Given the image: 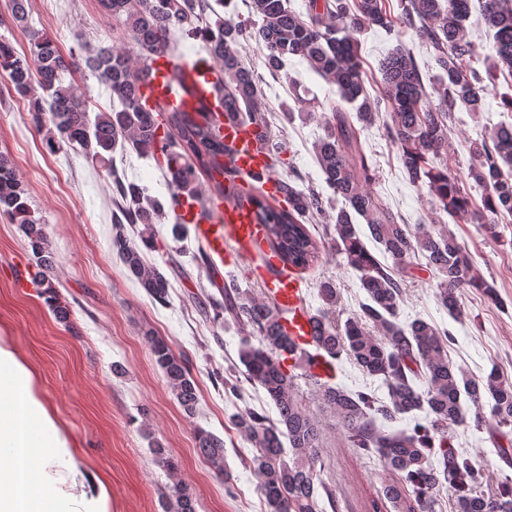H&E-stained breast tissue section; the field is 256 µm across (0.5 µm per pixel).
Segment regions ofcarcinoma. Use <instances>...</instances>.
I'll list each match as a JSON object with an SVG mask.
<instances>
[{
    "label": "carcinoma",
    "instance_id": "1",
    "mask_svg": "<svg viewBox=\"0 0 512 512\" xmlns=\"http://www.w3.org/2000/svg\"><path fill=\"white\" fill-rule=\"evenodd\" d=\"M116 22L112 44L85 54L82 45L64 57L55 41L31 26L29 0H10L15 26L30 36L29 52L21 54L0 37V74L28 98L32 122L51 151L76 149L87 160L113 171L114 153L131 148L150 157L163 170L169 185L166 202L152 197L135 181L114 179L116 233L112 246L128 275L155 302L166 304L170 283L163 273L145 265L141 247H154V225L167 211H176L180 197L199 202L215 196L247 203L266 226V241L284 266L303 273L326 251L344 256L359 273L366 302L355 316L336 319L338 288L331 279L318 285L323 307L315 311L317 348L331 359L347 356L366 376L380 381L387 397L351 391L323 382L300 355L293 369L283 366L288 338L279 330V311L254 297L235 280L216 284L220 298H210L214 318L231 320L250 336L239 360L246 382L263 390L277 411L269 420L246 409L231 419L235 429L254 447L252 469L271 512H324L319 493L336 508L333 492L319 478L323 462L322 421L308 411L299 395V380L315 386L323 410L332 414L341 439L359 458H376L387 478L368 512H443L440 492L448 490L454 512H512V480L486 495L477 489L478 473L470 459L451 447L450 430L467 421L461 394L477 404L492 399L491 418L478 414L474 426L506 438L512 429V379L497 368L486 377L468 378L448 358V331L417 318L397 322L402 286L425 259L437 279V298L453 315L461 313L459 293L481 288L497 299L494 287L471 275L470 259L450 230L422 226L414 231L372 190L376 167L366 154L362 132L373 126L385 109V136L397 148L405 179L426 191L432 207L451 216H464L494 232L498 220L512 217V125L494 127L468 145L467 172L457 176L448 167V131L458 107L482 111L490 87L499 79L512 85V0H478L482 19L493 32L492 54L484 70L476 44L466 31L472 0H304L296 10L290 0H244L247 16L225 19L209 0H100ZM379 28L397 38V45L380 60V81L372 95L363 77L358 34ZM206 42L217 68L215 102L200 100L171 111L139 95L142 73L149 60L167 51L174 32ZM412 31L433 55L440 69L425 84L413 51L400 41ZM250 39L263 50V63L275 77L285 60L299 57L310 69L336 85L339 101L325 117L324 134L314 144L323 182L344 206L330 216L334 234L317 240L307 221L327 210L321 190L301 187L293 176L279 178L280 193L269 194L258 176L244 189L220 176L234 175L224 162L229 155L216 130L217 113L232 115L262 127L270 154L268 175L275 173L282 147L274 142L261 93L253 72L238 56L241 41ZM85 68L112 90L118 106L89 119V100L80 87L66 80L72 69ZM41 89L44 95L36 93ZM482 191L481 201L471 191ZM0 212L20 225L40 271L43 296L57 320H69V308L57 298L50 278L55 257L41 219L28 203L25 183L8 155L0 153ZM364 219L370 238L383 247L393 266L382 264L361 240L354 216ZM142 225L140 243L131 241L123 225ZM156 364L177 401L188 415L196 412L197 383L184 359L166 340L147 336ZM425 383L419 389L416 381ZM422 412L425 422L413 429L386 431L382 418L395 422ZM198 453L213 471L229 480L224 469V440L201 430ZM290 452H285L283 440ZM165 512H196V496L184 484L166 498Z\"/></svg>",
    "mask_w": 512,
    "mask_h": 512
}]
</instances>
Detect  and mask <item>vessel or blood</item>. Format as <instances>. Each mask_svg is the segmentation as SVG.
Instances as JSON below:
<instances>
[{
  "label": "vessel or blood",
  "instance_id": "obj_1",
  "mask_svg": "<svg viewBox=\"0 0 512 512\" xmlns=\"http://www.w3.org/2000/svg\"><path fill=\"white\" fill-rule=\"evenodd\" d=\"M211 65L199 58L176 59L162 54L151 61L142 75L140 94L148 101L162 100L169 107L179 108L181 98L175 91L178 76H186L195 85L209 78ZM218 133L229 146V161L241 179L265 174L268 165L267 146L262 132L255 125L241 123L230 117L218 119ZM178 218L192 224L195 238L204 243L208 252L219 259H231L233 254L248 257L258 245L264 244L267 229L258 224L254 214L245 207L219 201L204 209L191 197H183L176 211ZM275 255H266L254 271L265 296L281 311L279 324L291 347L289 358L313 352L316 324L306 305L301 282L288 273L270 277L269 267L278 265Z\"/></svg>",
  "mask_w": 512,
  "mask_h": 512
}]
</instances>
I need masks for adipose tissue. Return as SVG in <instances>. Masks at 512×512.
I'll return each mask as SVG.
<instances>
[{
	"label": "adipose tissue",
	"mask_w": 512,
	"mask_h": 512,
	"mask_svg": "<svg viewBox=\"0 0 512 512\" xmlns=\"http://www.w3.org/2000/svg\"><path fill=\"white\" fill-rule=\"evenodd\" d=\"M77 442L55 416L36 382L32 365L0 340V512H61L64 504L109 512L110 483L94 471L47 493L49 466L72 461Z\"/></svg>",
	"instance_id": "obj_1"
}]
</instances>
